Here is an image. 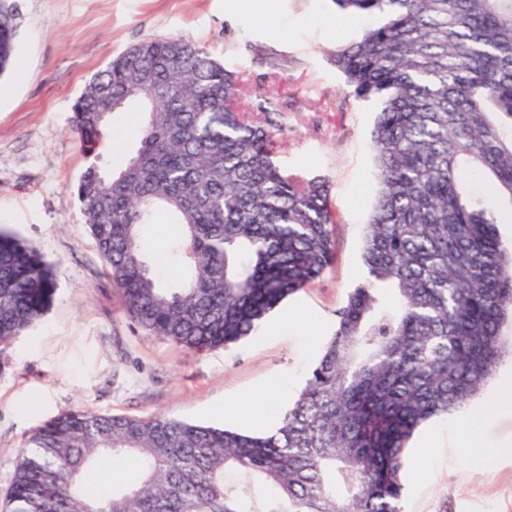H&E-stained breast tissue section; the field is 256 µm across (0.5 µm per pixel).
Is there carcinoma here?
<instances>
[{
    "mask_svg": "<svg viewBox=\"0 0 512 512\" xmlns=\"http://www.w3.org/2000/svg\"><path fill=\"white\" fill-rule=\"evenodd\" d=\"M372 19L331 61L350 95L375 102L378 192L363 280L309 378L270 431L175 417L67 410L16 461L6 512H401L418 428L477 396L506 352L512 245L465 174L512 203V0H333ZM18 11L0 0V74L15 65ZM151 98L131 97L143 72ZM243 84L202 47L143 41L95 74L74 105L87 155L109 136L113 100L139 105V146L110 176L76 187L85 224L127 314L197 352L256 333L334 259L325 181L274 159L283 112L248 111ZM180 226L181 275L162 285L142 226ZM56 271L0 225V346L50 307ZM135 463L130 485L85 484L100 456Z\"/></svg>",
    "mask_w": 512,
    "mask_h": 512,
    "instance_id": "carcinoma-1",
    "label": "carcinoma"
}]
</instances>
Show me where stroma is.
I'll return each mask as SVG.
<instances>
[{
  "label": "stroma",
  "instance_id": "obj_1",
  "mask_svg": "<svg viewBox=\"0 0 512 512\" xmlns=\"http://www.w3.org/2000/svg\"><path fill=\"white\" fill-rule=\"evenodd\" d=\"M18 64L0 75V224L55 265L44 316L0 350V495L30 437L71 409L146 418L158 414L246 431L277 425L335 329L336 311L361 281V243L376 193L372 109L348 93L328 61L365 22L332 0H16ZM154 37L203 46L241 74L250 106L274 96L287 127L275 159L324 178L334 213L336 261L239 345L198 353L148 335L126 314L74 194L87 158L71 132L72 106L89 80ZM138 107L111 116L118 144L98 163L124 166ZM178 228L157 218L143 242L170 282ZM457 416L422 427L407 452L403 512H512V463L473 467Z\"/></svg>",
  "mask_w": 512,
  "mask_h": 512
}]
</instances>
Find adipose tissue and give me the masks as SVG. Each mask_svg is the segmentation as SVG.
<instances>
[{"instance_id": "obj_1", "label": "adipose tissue", "mask_w": 512, "mask_h": 512, "mask_svg": "<svg viewBox=\"0 0 512 512\" xmlns=\"http://www.w3.org/2000/svg\"><path fill=\"white\" fill-rule=\"evenodd\" d=\"M498 418L512 417V374L504 375L490 396L486 407L465 414L459 425L474 466H482L504 456L512 457V437H491L489 413Z\"/></svg>"}]
</instances>
